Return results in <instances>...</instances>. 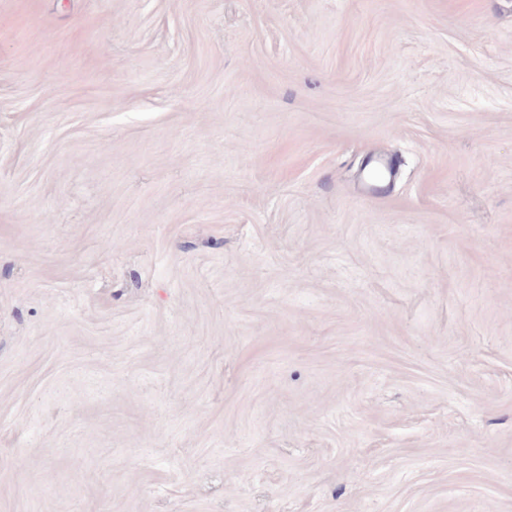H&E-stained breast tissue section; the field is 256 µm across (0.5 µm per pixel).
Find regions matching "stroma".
Masks as SVG:
<instances>
[{
  "label": "stroma",
  "instance_id": "35a3bbf8",
  "mask_svg": "<svg viewBox=\"0 0 512 512\" xmlns=\"http://www.w3.org/2000/svg\"><path fill=\"white\" fill-rule=\"evenodd\" d=\"M0 512H512V0H0Z\"/></svg>",
  "mask_w": 512,
  "mask_h": 512
}]
</instances>
